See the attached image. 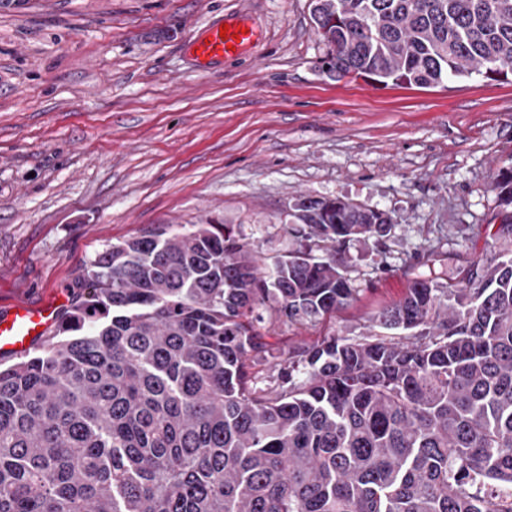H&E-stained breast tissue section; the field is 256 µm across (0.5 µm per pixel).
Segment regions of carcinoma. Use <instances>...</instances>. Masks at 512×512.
Masks as SVG:
<instances>
[{"label":"carcinoma","instance_id":"1","mask_svg":"<svg viewBox=\"0 0 512 512\" xmlns=\"http://www.w3.org/2000/svg\"><path fill=\"white\" fill-rule=\"evenodd\" d=\"M320 68L427 87L512 75V0H311ZM498 249L415 279L378 332L288 353L259 387L265 317L357 297L384 211L301 195L269 259L233 224L113 243L32 355L0 367V512H512V164Z\"/></svg>","mask_w":512,"mask_h":512}]
</instances>
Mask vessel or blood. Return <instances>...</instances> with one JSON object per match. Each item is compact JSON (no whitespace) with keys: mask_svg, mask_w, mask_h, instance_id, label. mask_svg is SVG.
I'll return each mask as SVG.
<instances>
[{"mask_svg":"<svg viewBox=\"0 0 512 512\" xmlns=\"http://www.w3.org/2000/svg\"><path fill=\"white\" fill-rule=\"evenodd\" d=\"M257 32L246 20L232 19L228 24L212 21L189 41L191 58L201 66L219 64L235 54H243L256 41ZM61 310L58 301L39 305L15 303L0 314V358L26 354L56 324Z\"/></svg>","mask_w":512,"mask_h":512,"instance_id":"vessel-or-blood-1","label":"vessel or blood"}]
</instances>
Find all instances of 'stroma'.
<instances>
[{"mask_svg": "<svg viewBox=\"0 0 512 512\" xmlns=\"http://www.w3.org/2000/svg\"><path fill=\"white\" fill-rule=\"evenodd\" d=\"M311 0H0V311L71 300L98 252L157 224L215 217L265 255L287 250L288 202L387 212L386 268L350 251L356 302L274 348L365 336L432 254L488 255L493 179L512 163V80L439 86L332 79ZM258 31L209 68L189 40L215 17Z\"/></svg>", "mask_w": 512, "mask_h": 512, "instance_id": "stroma-1", "label": "stroma"}]
</instances>
